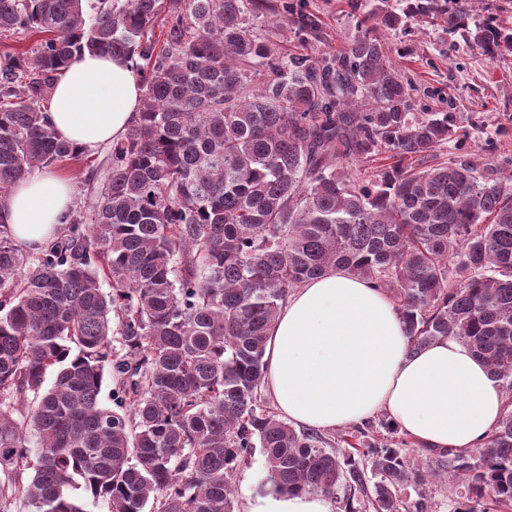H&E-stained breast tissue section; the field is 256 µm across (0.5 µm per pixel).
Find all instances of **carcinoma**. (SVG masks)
Here are the masks:
<instances>
[{
	"instance_id": "cac0c4a2",
	"label": "carcinoma",
	"mask_w": 512,
	"mask_h": 512,
	"mask_svg": "<svg viewBox=\"0 0 512 512\" xmlns=\"http://www.w3.org/2000/svg\"><path fill=\"white\" fill-rule=\"evenodd\" d=\"M263 6L0 0L1 34L38 36L0 61V202L30 172L83 157L43 106L72 56L127 57L144 88L54 239L26 251L0 222V512L19 496L30 512H84L72 489L108 512H235L256 447L274 493L346 512L357 492L379 512H428L425 494L398 496L427 481L410 449L463 485L454 512L512 508V170L474 153L426 165L462 134L451 112L411 111L373 34L419 19L493 57L512 52V29L473 18L472 0H379L336 54L285 57L256 34ZM282 22L318 28L291 8ZM379 155L391 163L351 172ZM333 269L394 299L410 350L451 336L487 365L505 409L475 452L400 436L368 445L363 468L262 404L289 290Z\"/></svg>"
}]
</instances>
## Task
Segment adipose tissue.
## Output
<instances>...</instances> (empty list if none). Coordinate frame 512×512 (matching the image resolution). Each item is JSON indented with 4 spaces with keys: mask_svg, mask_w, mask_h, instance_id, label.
<instances>
[{
    "mask_svg": "<svg viewBox=\"0 0 512 512\" xmlns=\"http://www.w3.org/2000/svg\"><path fill=\"white\" fill-rule=\"evenodd\" d=\"M130 60L73 56L50 96L56 133L87 151L123 138L142 104ZM74 187L43 170L19 180L0 219L18 245L34 251L66 224ZM267 388L296 424L332 430L387 411L428 450L466 451L493 430L504 394L484 363L447 337L410 353L396 305L367 281L334 270L297 288L269 333ZM253 512H332L319 493L262 500Z\"/></svg>",
    "mask_w": 512,
    "mask_h": 512,
    "instance_id": "ef3b65f1",
    "label": "adipose tissue"
}]
</instances>
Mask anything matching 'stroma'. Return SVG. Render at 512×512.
I'll list each match as a JSON object with an SVG mask.
<instances>
[{"label":"stroma","instance_id":"obj_1","mask_svg":"<svg viewBox=\"0 0 512 512\" xmlns=\"http://www.w3.org/2000/svg\"><path fill=\"white\" fill-rule=\"evenodd\" d=\"M288 2L312 14L319 25L315 38L305 40L281 25L278 13L264 16L265 31L281 54L305 50L319 57L335 54L357 31L373 0H271L273 7ZM379 37L401 77L414 87L419 112H452L462 126L471 127L466 149L476 150L497 165L512 166V53L495 58L481 54L460 35H448L426 23H412L402 32L380 31ZM261 450L240 468L235 479L237 512H252L270 497Z\"/></svg>","mask_w":512,"mask_h":512}]
</instances>
